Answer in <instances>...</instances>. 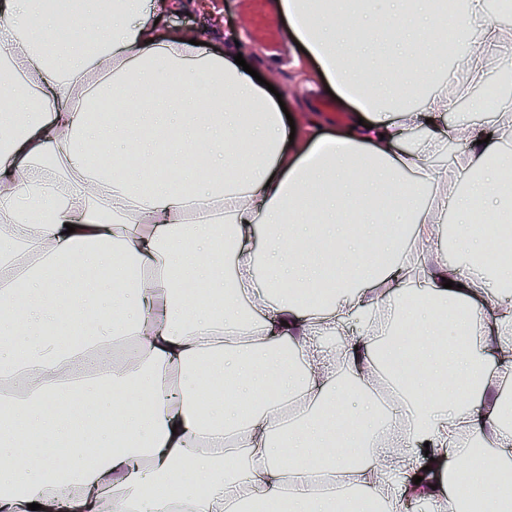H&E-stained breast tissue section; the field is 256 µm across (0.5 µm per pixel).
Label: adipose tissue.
Masks as SVG:
<instances>
[{
  "label": "adipose tissue",
  "instance_id": "ef3b65f1",
  "mask_svg": "<svg viewBox=\"0 0 512 512\" xmlns=\"http://www.w3.org/2000/svg\"><path fill=\"white\" fill-rule=\"evenodd\" d=\"M170 7L113 0L107 29L50 54L46 39L70 14L54 0H0V82L11 90L0 98V512H100L104 501L120 512H242L257 493L271 512H354L356 491L397 503L416 476L437 510L473 500L499 512L498 451L512 447L500 422L512 258L479 263L468 250L486 235L473 199L495 198L494 223H512V94L481 126L458 127L464 152L434 172L445 117L469 87L411 103L393 77L374 82L352 62L357 23L330 22L335 0L316 12L276 0L290 39L352 108L334 136L315 122L289 132L233 53L160 28ZM483 7L467 0L457 18L471 85L505 36L489 21L472 37ZM356 8L399 31L408 56L431 58L436 0ZM415 14L427 31L410 27ZM107 95L130 110L104 131L91 111ZM200 97L207 111L195 110ZM105 134L123 159L93 158ZM447 228L463 254L451 266L438 255ZM330 266L346 275L310 309ZM394 321L411 336L374 349L372 335ZM351 322L357 335L325 344ZM285 340L299 344L302 369L281 360ZM492 351L502 358L490 370ZM386 353L416 360L411 386L382 374ZM363 365L372 371L359 388L336 377ZM384 381L403 429L380 443L377 408L356 395ZM77 413L101 421L88 433L100 450L91 470L66 448ZM479 437L496 452L475 475L464 462ZM344 471L320 487L318 475ZM170 482L177 499L147 495Z\"/></svg>",
  "mask_w": 512,
  "mask_h": 512
}]
</instances>
